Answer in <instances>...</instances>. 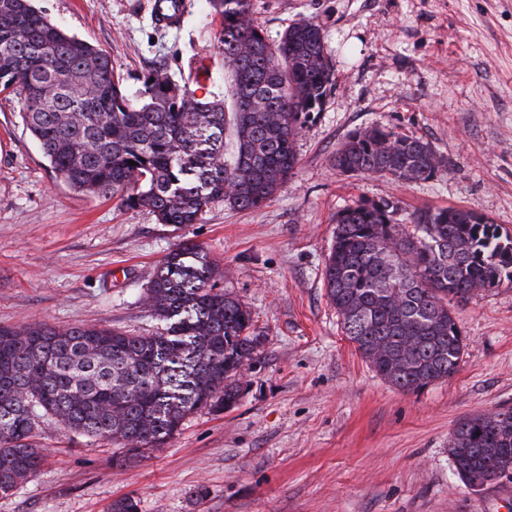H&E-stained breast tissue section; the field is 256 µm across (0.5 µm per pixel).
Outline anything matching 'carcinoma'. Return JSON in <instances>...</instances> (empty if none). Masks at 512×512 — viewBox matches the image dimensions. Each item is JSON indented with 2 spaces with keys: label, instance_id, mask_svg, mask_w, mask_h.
<instances>
[{
  "label": "carcinoma",
  "instance_id": "obj_1",
  "mask_svg": "<svg viewBox=\"0 0 512 512\" xmlns=\"http://www.w3.org/2000/svg\"><path fill=\"white\" fill-rule=\"evenodd\" d=\"M210 3L221 17L228 107L160 68L131 100L106 51L67 34L31 0H0V94L20 96L23 125L72 189L187 226L219 201L257 208L293 175L301 119L322 110L333 86L322 29L301 20L273 41L251 18V0ZM333 166L417 181L435 177L441 159L429 142L377 126L349 136ZM396 210L389 200H358L336 214L324 284L356 351L394 386L415 391L458 370L465 343L448 302L512 282V237L460 207L423 209L412 218L417 234H403ZM216 266L197 244L169 253L143 299L166 328L148 335L0 326L1 497L21 471H39L42 425L121 445L123 467L163 447L187 416L236 402L258 339L247 307L210 285ZM448 454L480 491L512 472V407L494 420L460 419Z\"/></svg>",
  "mask_w": 512,
  "mask_h": 512
}]
</instances>
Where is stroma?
I'll use <instances>...</instances> for the list:
<instances>
[{
  "label": "stroma",
  "mask_w": 512,
  "mask_h": 512,
  "mask_svg": "<svg viewBox=\"0 0 512 512\" xmlns=\"http://www.w3.org/2000/svg\"><path fill=\"white\" fill-rule=\"evenodd\" d=\"M154 0H33L68 33L109 52L127 94L163 67L223 98L220 19L187 0L174 28ZM277 39L294 21L321 26L334 65L322 111L305 119L294 174L262 207L214 203L178 228L142 207L72 190L0 97V326H107L154 332L146 286L166 256L196 243L213 280L249 308L259 344L235 404L186 418L165 447L127 467L111 441L46 428L40 471L0 497V512H512V480L473 492L448 455L464 416L512 406V282L453 305L459 369L418 391L378 375L344 335L323 283L336 214L352 201L396 202L412 231L424 207L461 206L512 236V0H251ZM388 127L428 140L435 178L347 176L332 166L354 132Z\"/></svg>",
  "instance_id": "obj_1"
}]
</instances>
